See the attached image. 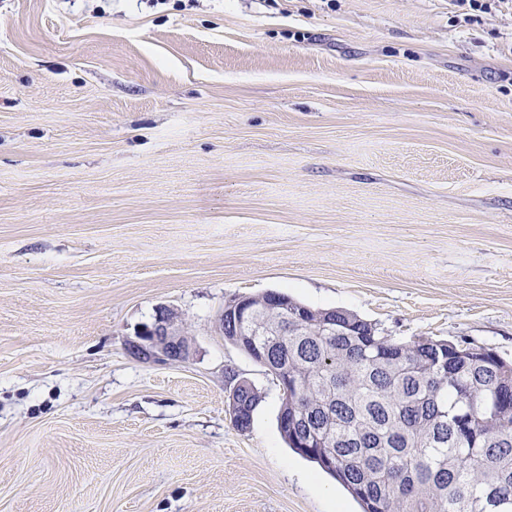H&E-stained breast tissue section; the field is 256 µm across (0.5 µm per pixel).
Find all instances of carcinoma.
<instances>
[{
  "instance_id": "carcinoma-1",
  "label": "carcinoma",
  "mask_w": 512,
  "mask_h": 512,
  "mask_svg": "<svg viewBox=\"0 0 512 512\" xmlns=\"http://www.w3.org/2000/svg\"><path fill=\"white\" fill-rule=\"evenodd\" d=\"M249 303L282 330L242 337L246 353L274 344L281 437L362 512H512V363L481 346L398 343L348 310L324 333L319 309L302 324L268 293ZM259 400L240 383L230 406Z\"/></svg>"
}]
</instances>
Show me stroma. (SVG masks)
<instances>
[{
  "instance_id": "obj_1",
  "label": "stroma",
  "mask_w": 512,
  "mask_h": 512,
  "mask_svg": "<svg viewBox=\"0 0 512 512\" xmlns=\"http://www.w3.org/2000/svg\"><path fill=\"white\" fill-rule=\"evenodd\" d=\"M269 291L512 362V6L0 0V512H361L224 338ZM135 338L129 343L130 350L143 358L176 362L189 357L192 350V340L182 322H176L170 310L162 308L154 322L144 326ZM234 388L229 397L232 410L235 409L240 402H248L249 405L252 406L251 410L253 413L255 406L260 400L259 393L247 383H240ZM252 413L251 415L246 414L245 418L241 419L239 422H234V425L241 431L249 429L252 422Z\"/></svg>"
}]
</instances>
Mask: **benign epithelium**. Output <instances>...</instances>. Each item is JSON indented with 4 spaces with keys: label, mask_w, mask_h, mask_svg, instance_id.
Listing matches in <instances>:
<instances>
[{
    "label": "benign epithelium",
    "mask_w": 512,
    "mask_h": 512,
    "mask_svg": "<svg viewBox=\"0 0 512 512\" xmlns=\"http://www.w3.org/2000/svg\"><path fill=\"white\" fill-rule=\"evenodd\" d=\"M253 317L252 307L246 298L225 302L222 319L229 322L234 335L244 331V323ZM133 354L161 361H180L191 354L192 340L183 325L176 322L170 311L161 309L154 322L144 326L136 339L129 343Z\"/></svg>",
    "instance_id": "7a95c632"
}]
</instances>
